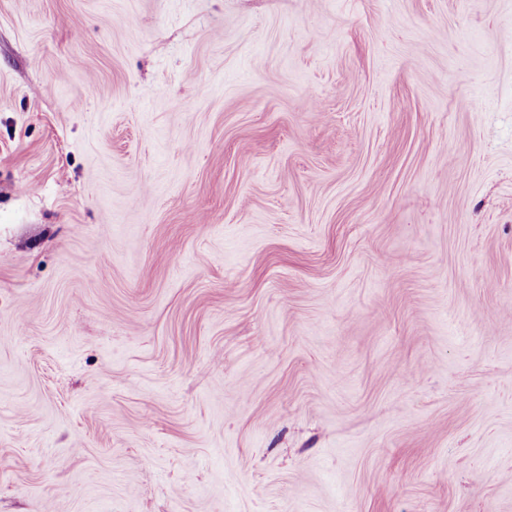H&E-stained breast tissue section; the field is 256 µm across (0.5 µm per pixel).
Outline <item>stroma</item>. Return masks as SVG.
Masks as SVG:
<instances>
[{"label":"stroma","instance_id":"35a3bbf8","mask_svg":"<svg viewBox=\"0 0 512 512\" xmlns=\"http://www.w3.org/2000/svg\"><path fill=\"white\" fill-rule=\"evenodd\" d=\"M0 512H512V0H0Z\"/></svg>","mask_w":512,"mask_h":512}]
</instances>
